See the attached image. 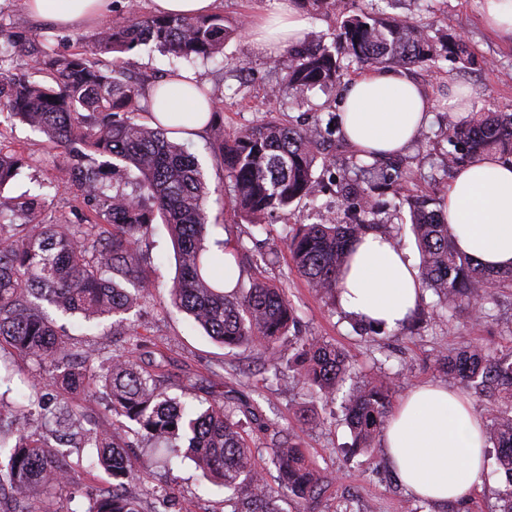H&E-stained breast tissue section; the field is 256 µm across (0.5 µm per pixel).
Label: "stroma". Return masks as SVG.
I'll list each match as a JSON object with an SVG mask.
<instances>
[{"label": "stroma", "mask_w": 512, "mask_h": 512, "mask_svg": "<svg viewBox=\"0 0 512 512\" xmlns=\"http://www.w3.org/2000/svg\"><path fill=\"white\" fill-rule=\"evenodd\" d=\"M345 6L354 12L415 16L432 24L438 32L461 36L482 58V65L470 68L442 59L430 72L418 67L407 70L435 103L426 125L432 138L415 142L398 161L423 189L443 196L451 177L442 163L449 145L438 134L452 117L442 104L443 98L449 88L466 87L472 92L473 111L512 113V47L503 46L486 30L478 0H346ZM0 25L40 34L62 54L81 49L97 30L93 24L63 30L34 19L25 0H0ZM287 63L283 56L270 61L255 54L247 34L242 32L225 43L222 57L204 62L175 58L151 44L140 47L126 55L125 76L146 88L174 71L194 73L217 101L229 129L275 117L293 124L315 121L322 132H329L331 125L338 122L339 89L291 90L276 98L269 96V89L280 83ZM0 133L27 159L26 166L6 185L5 194L48 196L53 213L71 223H82L79 190L54 184L56 169L65 163V155L43 134L9 115L0 116ZM187 146L218 195L217 201L209 205V240L240 246L246 274L261 271L265 278L285 288L300 318V333L323 337L344 348L356 368L353 381H360L365 375L387 374L397 365H404L408 378L393 382L392 399L397 402L413 384L441 380L437 370L440 355L455 354L470 344L499 354L512 351L510 290L500 292L490 306L491 318L481 322L472 321L469 310L460 308L449 318L425 314L411 330H386L373 337L361 334L357 318L345 313L337 301L317 295L296 273L284 245L291 225L319 222L327 210L342 207L343 200L335 189L292 205L291 215L269 217V227L263 230L234 218L224 162L208 135L188 140ZM149 242L146 272L155 285L154 295L131 312L130 319L142 334L147 352L166 360L161 379L166 392L184 401L204 395L212 387L228 398L253 400L263 417L274 420L277 430L288 432L329 477L321 494L322 512H342L346 507L351 512H413L417 500L399 485L382 445L349 460L342 453L351 441L342 416L328 418L313 429L300 427L296 420L300 410L325 415L326 407L298 382L289 364L293 354L290 341L281 342L278 373L270 378L266 375L267 361L258 351L242 348L227 352L202 330L192 328L187 316L169 305L168 291L176 275V260L164 224L151 226ZM273 248L278 251L274 263L259 265L260 256ZM56 322L69 331L72 347L87 355L94 366L126 345L125 337L112 335L106 326L86 324L76 316H60ZM118 434L123 440L134 441L144 464L141 483L129 489L143 512H153L151 490L159 486L169 489L177 500L190 503L193 512H225L223 490L207 485L191 460L178 458L168 465L160 463L152 442L135 439L125 428L119 429ZM111 484V476L99 469L85 478L78 496L72 498L66 490L57 489L41 495L33 505L41 512H60L65 506L71 507L72 512H86L89 503ZM505 489L504 476L485 475L466 501L448 507L432 504L426 512H498Z\"/></svg>", "instance_id": "stroma-1"}]
</instances>
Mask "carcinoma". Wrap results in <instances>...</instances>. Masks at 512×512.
Instances as JSON below:
<instances>
[{
    "label": "carcinoma",
    "mask_w": 512,
    "mask_h": 512,
    "mask_svg": "<svg viewBox=\"0 0 512 512\" xmlns=\"http://www.w3.org/2000/svg\"><path fill=\"white\" fill-rule=\"evenodd\" d=\"M296 2L310 12L337 11L341 21L333 46L302 44L286 50L284 89L332 88L354 63L424 64L445 53L476 64L463 39L448 34L434 38L429 26L416 19L350 13L340 8V0ZM235 33L222 15L162 16L135 8L126 22L101 27L87 48L60 54L32 33L0 27V61L9 57L25 63L18 70L0 68V112L6 110L40 131L68 156L56 180L78 187L88 210L83 224L48 220L45 200L0 193V344L27 355L42 370L28 391L12 399L0 394V492L15 490L18 503L28 502L35 491L48 493L61 485L69 486L73 497L84 477L101 468L112 477V488L86 512H142L128 486L142 478L143 463L127 451V444L96 428L81 436L92 454L72 460L63 448L70 442L69 420L82 413L73 399L81 391L104 393L112 424L127 421L138 435L166 443L172 459L192 458L210 481L224 488L228 512H281L278 500L284 495L314 503L321 496L327 475L287 435H278L271 448L277 487L269 484L247 430L249 424L269 430L255 405L241 400L231 407L211 392L195 403L168 396L160 386L165 360L144 366L138 341L91 369L78 361L43 307L46 303L64 315L79 314L86 322L108 319L114 336L137 335L127 314L151 295L143 245L159 217L177 249L171 305L225 349L254 348L276 367L279 343L297 324L286 290L258 277L247 284L239 277L231 289L224 288L230 261L240 263V247L224 242L209 246L211 191L195 156L173 137L182 127L139 121L142 89L121 72L123 55L144 42L192 62L222 54L224 42ZM32 70L49 82L32 80ZM209 132L231 180L234 211L250 223L314 198L317 172L329 170L315 124L272 118L226 130L213 120ZM442 136L456 144L447 154L450 170L489 153L509 159L512 113L474 112L448 121ZM94 155L107 161L97 166ZM24 163L23 155L0 143V190ZM353 165L372 177L360 184L340 176L335 185L341 198L356 199L355 212L345 207L319 224H299L286 238L293 267L309 286L336 297L350 248L360 235L379 228L376 199L390 190L398 205L409 209L422 288L437 295L447 314L465 303L474 320L490 317L489 300L512 289V266L485 268L459 251L440 199L419 193L407 172L384 169L379 159L358 154ZM294 364L303 385L327 405L335 403L354 369L341 350L316 336L297 337ZM439 368L475 399L497 402L485 437L496 448V465L509 484L499 512H512V352L497 356L467 346ZM390 408L388 377L372 376L352 388L344 402L352 447H374ZM35 413L61 447L34 443L19 432Z\"/></svg>",
    "instance_id": "carcinoma-1"
}]
</instances>
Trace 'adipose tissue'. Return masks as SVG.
Here are the masks:
<instances>
[{
	"label": "adipose tissue",
	"instance_id": "ef3b65f1",
	"mask_svg": "<svg viewBox=\"0 0 512 512\" xmlns=\"http://www.w3.org/2000/svg\"><path fill=\"white\" fill-rule=\"evenodd\" d=\"M35 16L71 28L106 15L112 0H26ZM310 27L294 0H265L248 31L267 59L299 43ZM147 105L162 123L185 118L191 134L206 128L210 106L188 84L169 78ZM433 100L402 71L370 67L344 88L340 128L354 150L399 153L431 116ZM458 247L487 266L512 264V160L487 155L460 168L443 200ZM340 304L351 315L398 329L420 300L419 269L392 240L365 235L340 275ZM383 448L410 494L440 505L465 498L483 469V420L469 400L441 382L414 386L390 415Z\"/></svg>",
	"mask_w": 512,
	"mask_h": 512
}]
</instances>
